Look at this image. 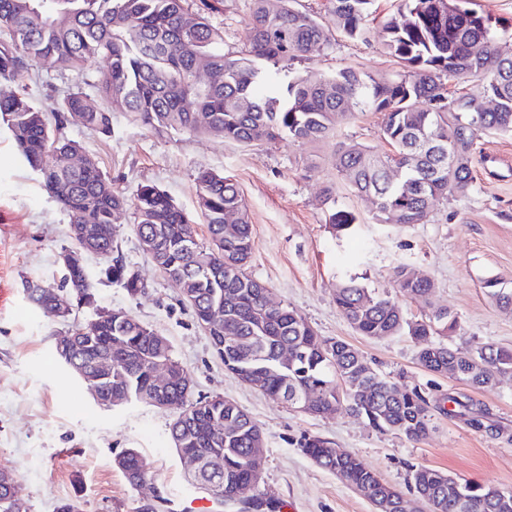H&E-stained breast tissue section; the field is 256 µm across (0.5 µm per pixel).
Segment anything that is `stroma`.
<instances>
[{"label": "stroma", "mask_w": 512, "mask_h": 512, "mask_svg": "<svg viewBox=\"0 0 512 512\" xmlns=\"http://www.w3.org/2000/svg\"><path fill=\"white\" fill-rule=\"evenodd\" d=\"M190 3L208 10L212 23L223 28L226 50L242 47L253 21L250 0ZM397 6L398 0H375L366 39L337 37L333 50L312 52L298 63V71L353 66L373 75L401 72L380 45L381 25ZM382 121V114L364 112L343 120L334 136L320 142L286 137L250 146L205 134L157 131L132 123L122 112L113 113L108 133L65 130L116 188L130 194L138 184L153 183L196 218L198 171L231 177L253 225L249 271L273 301L293 307L319 336L351 344L380 374L428 398L429 433L411 442L377 432L347 410L305 414L252 389L225 371L179 287L143 252L132 210L119 214V252L139 271L145 289L132 296L118 285L97 283L98 306L124 309L166 336L174 358L189 373L193 397L232 400L260 425L266 444L258 492L277 503L280 512H373L361 495L302 452L298 442L304 435L328 439L356 455L403 491L407 512L415 506L411 471L419 466L512 490V377L477 390L430 372L419 364L410 337L360 335L334 301L340 270L390 294L391 270L404 263L434 282L428 297H399L406 318L421 319L444 307L458 317L450 344L467 348L492 342L512 348V311L498 308L482 288L487 277L512 288V135L479 140L468 195L438 199L424 223L398 227L375 223L370 200L351 193L334 167L343 142L389 152ZM328 183L336 186L338 208L358 216L362 229L357 235L337 236L329 224L319 204ZM194 229L199 241L208 242L204 221L197 218ZM73 247L68 216L0 126V468L15 471L28 512H56L66 501L75 502L79 512H141L145 490L130 486L113 463L121 449L134 447L164 492L160 512H228L187 481L169 441L168 414L142 405L100 407L56 361L55 338L68 325L30 305L23 288L29 280L58 285L60 256ZM459 394L486 412L503 437L474 430L466 417L451 415L450 399Z\"/></svg>", "instance_id": "stroma-1"}]
</instances>
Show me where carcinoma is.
Wrapping results in <instances>:
<instances>
[{
	"mask_svg": "<svg viewBox=\"0 0 512 512\" xmlns=\"http://www.w3.org/2000/svg\"><path fill=\"white\" fill-rule=\"evenodd\" d=\"M374 0H330L324 22L303 10L298 0H251L253 25L244 50L224 52V30L190 8L187 0H0V81L16 82L36 66L69 74L77 87L67 91L50 113L25 93L0 96V123L6 125L19 155L35 172L44 190L67 213L71 224H102L109 235L99 245L106 265L98 280L141 292L140 274L115 254L117 214L134 210L135 233L149 247L155 266L180 288L193 294L197 321L224 301V324L210 333L216 356L226 371L260 382L259 391L276 399H297L314 390L312 414H331L342 407L366 419L375 430L394 431L419 441L429 431L428 402L415 388L377 373L350 344L319 336L294 308L267 307V288L248 273L253 253L249 213L233 179L213 171L196 176L197 206L209 244L197 239L193 219L159 187L141 184L132 197L112 188L92 158L80 169L55 165V150L84 153L81 144L61 135L68 126L110 131L111 114L125 112L132 121L157 131L208 133L239 144L272 142L284 136L319 141L333 133L340 118L358 112L383 114L382 135L393 152L380 155L356 141L336 151L335 167L351 191L375 200L378 224H422L433 200L466 195L473 188L474 143L482 134L512 135V57L497 46L492 17L466 7V0H400L398 16L382 25L383 48L403 66L392 76H374L352 66L302 75L295 65L310 48H333L336 35L365 36ZM206 58L214 82L193 81V68ZM103 59L107 69L96 83L100 102L89 104L79 84L88 65ZM474 80L478 92L456 95L449 86ZM490 99L495 107L480 108ZM321 204L329 211L336 234L360 231L357 215L336 207L335 189H323ZM236 216L233 230L225 217ZM401 264L393 282L403 296L426 297L432 281ZM487 296L512 309V288L496 278L482 283ZM54 290L67 295L75 309L94 302L95 281L84 268L63 271ZM28 300L47 309L46 286L29 281ZM336 307L363 336L405 335L419 346L418 362L474 387L496 384L512 373V349L484 342L458 349L441 341L456 329L457 316L436 308L421 320L404 317L388 294L365 287L358 277H340ZM93 331L112 339V401L143 404L161 412L182 405L196 417L189 425L171 419L169 433L176 451H196L199 468L191 473L196 486L222 504L249 512L263 501L251 479L249 459L265 442L256 421L235 402L221 397H185L175 388L165 399L147 398L156 362L179 367L167 337L129 313L124 318L93 323ZM440 340H435V337ZM293 355L284 361L282 349ZM74 375L91 357L69 360L55 355ZM456 413L469 415L476 430L487 429L485 414L456 396L448 398ZM299 447L317 466L340 477L374 504L377 497L403 499L349 452L332 442L304 436ZM115 466L135 487L146 477L139 452L127 448ZM416 512H512V490L460 480L428 467L413 470ZM0 512H26L12 486L0 485Z\"/></svg>",
	"mask_w": 512,
	"mask_h": 512,
	"instance_id": "1",
	"label": "carcinoma"
}]
</instances>
